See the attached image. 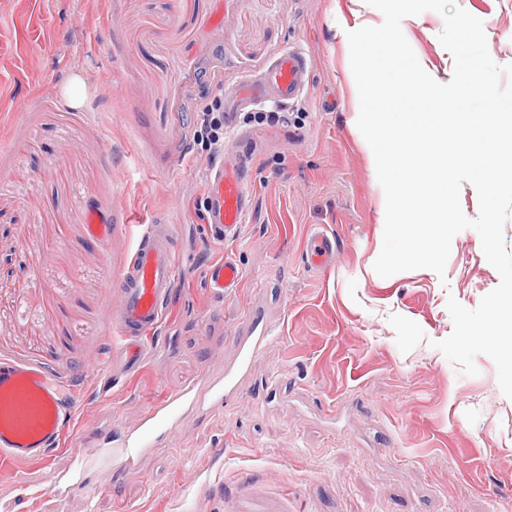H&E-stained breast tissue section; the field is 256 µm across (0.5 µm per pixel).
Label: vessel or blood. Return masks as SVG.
<instances>
[{"instance_id":"b4317fda","label":"vessel or blood","mask_w":512,"mask_h":512,"mask_svg":"<svg viewBox=\"0 0 512 512\" xmlns=\"http://www.w3.org/2000/svg\"><path fill=\"white\" fill-rule=\"evenodd\" d=\"M307 74L304 54L287 51L270 65L265 80L238 83L227 108L233 112L244 104H259L272 93L284 102L294 100L303 91ZM250 178L249 161L236 144L226 148L223 161L207 172L206 222L224 240L237 238L250 209ZM84 223L89 236L109 245L111 224L94 211L86 212ZM175 237V226L164 220L139 225L132 252L117 273L111 323L123 342L119 359L124 373L140 369L149 355L154 332L169 314L179 280ZM337 249L335 234L322 227L314 229L307 239L306 261L314 267L330 268L336 261ZM241 277L239 265L231 259L210 264L206 269L209 288L219 294L238 287ZM277 335L276 328L258 325L253 335L239 338L240 365H248ZM234 390L235 376L228 371L222 379L176 386L153 400L142 412L137 430L126 435L125 454L100 469L101 483L110 484L140 449L154 447L185 407L204 402L210 410H223ZM79 407V395L47 368L0 359V462L49 460L61 449Z\"/></svg>"}]
</instances>
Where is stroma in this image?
<instances>
[{
  "instance_id": "1",
  "label": "stroma",
  "mask_w": 512,
  "mask_h": 512,
  "mask_svg": "<svg viewBox=\"0 0 512 512\" xmlns=\"http://www.w3.org/2000/svg\"><path fill=\"white\" fill-rule=\"evenodd\" d=\"M481 19L496 64H512V0H458ZM365 0H0V359L56 369L82 399L76 426L99 446L0 470V512H231L245 486L288 501V512H512V398L494 362L463 375L438 350L453 321L499 283L479 234L457 233L444 274L383 278L385 194L357 127L359 94L347 34L378 26ZM442 17H405L425 70L447 82L454 63ZM301 49L310 82L296 100L260 112L306 113L303 128L249 125L251 206L239 237L205 222L206 154L192 104L208 74L224 90ZM81 78L71 106L64 90ZM123 209L109 249L85 233L89 209ZM178 225L180 282L156 350L135 374L114 364L112 284L135 227ZM340 244L329 269L305 264L308 231ZM242 271L216 294L205 268ZM283 335L239 377L224 411L183 413L168 442L100 488L122 432L165 389L220 376L238 357L252 314ZM399 314L427 340L402 352ZM101 360L97 373L84 362Z\"/></svg>"
}]
</instances>
